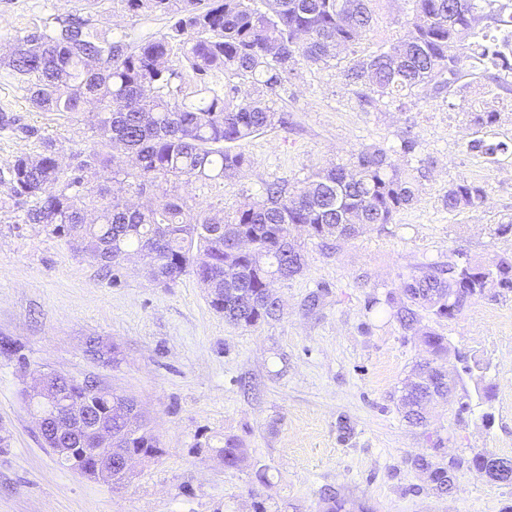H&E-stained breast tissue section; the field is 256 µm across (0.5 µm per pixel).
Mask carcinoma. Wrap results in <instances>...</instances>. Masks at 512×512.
<instances>
[{"instance_id":"carcinoma-1","label":"carcinoma","mask_w":512,"mask_h":512,"mask_svg":"<svg viewBox=\"0 0 512 512\" xmlns=\"http://www.w3.org/2000/svg\"><path fill=\"white\" fill-rule=\"evenodd\" d=\"M132 16L148 12L166 20L164 29L138 39L97 30L77 14L52 27L16 36L0 56V77L22 86L39 112L88 115L98 140L71 170L54 145L36 155L22 154L5 181L16 201L30 199L24 224H41L118 282L122 264L135 255L144 275L167 285L192 274L205 288L210 306L228 323L249 328L278 319V284L294 279L305 259L293 239L304 226L322 241L354 238L373 224H389L414 199L415 177L382 149L366 147L352 166L316 171L290 191L272 184L263 195L231 215L210 206H190L177 192L182 183L222 184L248 165L240 142L277 123L278 114L262 96L243 98L250 83L273 89L303 61L324 64L370 28L368 0H121ZM414 19L406 35L344 73L360 98L395 97L423 85L440 91L465 70L494 81L512 73V0H413ZM188 74L194 90L178 79ZM223 79L222 89L217 81ZM120 147L125 165L114 167L111 149ZM468 148L493 156L505 142L473 139ZM157 189L154 203L138 207L127 196ZM485 189L465 179L448 187V211L478 208ZM251 247H237L236 237ZM491 282L512 291V259L493 267L470 263L428 265L409 276L392 302L391 315L406 331L416 330L420 311L448 317L483 295ZM432 364L405 385L399 407L407 421L426 424V408L448 395V340L420 332ZM51 387L85 404L91 419L52 441L58 448H92L97 427L120 433L112 456L142 451L159 457V440L142 413L125 427L113 409L127 398L73 381ZM217 452L227 470L251 467L252 479L269 482L268 469L248 463L235 436L224 437ZM440 494L448 493V466L425 455L414 459Z\"/></svg>"}]
</instances>
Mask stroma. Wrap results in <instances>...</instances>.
I'll list each match as a JSON object with an SVG mask.
<instances>
[{
	"instance_id": "obj_1",
	"label": "stroma",
	"mask_w": 512,
	"mask_h": 512,
	"mask_svg": "<svg viewBox=\"0 0 512 512\" xmlns=\"http://www.w3.org/2000/svg\"><path fill=\"white\" fill-rule=\"evenodd\" d=\"M369 8L364 36L325 64H298L284 87L265 91L288 123L240 143L249 167L221 185L179 189L188 204L230 213L268 184L297 189L372 145L400 168L424 167L414 202L392 223L331 245L299 233L305 266L278 290L279 320L228 324L191 275L163 287L130 264L111 281L43 225L21 223V205L0 184V339L20 347L19 356L0 354V512H253L258 500L268 512H326L328 489L374 512H512V484L471 466L483 451L512 457V291L492 286L455 317L423 316L421 328L445 336L473 369L464 376L448 361L453 397L434 406L424 428L409 426L396 403L427 353L387 307L368 306L398 293L423 265H491L512 255V234L494 232L512 222V154L467 148L476 138L512 145V91L466 75L439 92L421 86L363 105L344 71L403 37L413 19L412 0ZM75 12L117 35L165 26L150 13L127 14L122 0H0V41ZM489 111L495 123L476 124ZM408 133L417 140L410 154L400 149ZM48 141L72 167L95 136L87 120L36 111L23 88L0 80V169ZM462 179L483 186L485 200L448 212L444 195ZM313 294L320 300L311 310ZM92 336L118 345L117 362L86 356ZM47 370L92 372L135 399L162 455L135 464L119 490L61 467L21 398ZM228 435L267 466L268 484L246 468L225 470L215 448ZM435 447L454 466L445 495L412 464Z\"/></svg>"
}]
</instances>
